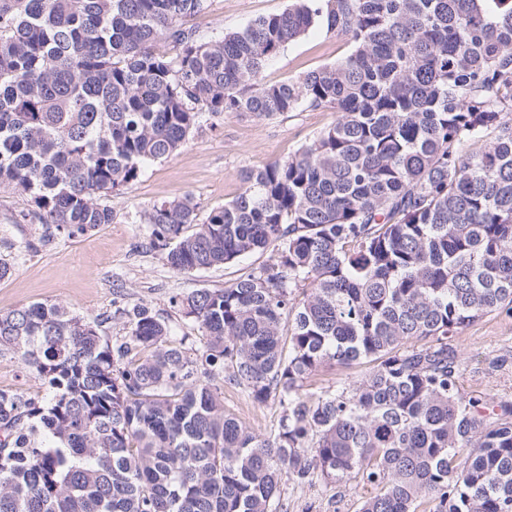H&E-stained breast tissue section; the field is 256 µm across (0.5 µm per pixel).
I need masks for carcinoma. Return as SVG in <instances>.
<instances>
[{"label":"carcinoma","instance_id":"carcinoma-1","mask_svg":"<svg viewBox=\"0 0 512 512\" xmlns=\"http://www.w3.org/2000/svg\"><path fill=\"white\" fill-rule=\"evenodd\" d=\"M210 6L0 0V186L59 232L112 223L104 199L206 117L338 114L206 217L146 214L180 273L272 249L176 301L200 343L146 306L116 340L62 302L0 312V355L50 386L0 389V512H277L284 478L354 474L360 512H512V408L464 396L448 347L512 308V0H293L201 42L183 20ZM313 27L350 53L264 82ZM226 384L277 396V430L225 414ZM370 367L371 365L365 361L355 362L347 367L341 365L324 367L304 381L302 391L320 396L328 389H334L338 384L359 381Z\"/></svg>","mask_w":512,"mask_h":512}]
</instances>
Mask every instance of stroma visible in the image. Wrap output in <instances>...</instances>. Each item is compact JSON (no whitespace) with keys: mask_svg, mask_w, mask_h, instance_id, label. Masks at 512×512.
<instances>
[{"mask_svg":"<svg viewBox=\"0 0 512 512\" xmlns=\"http://www.w3.org/2000/svg\"><path fill=\"white\" fill-rule=\"evenodd\" d=\"M289 0H212L209 12L191 19L199 40L207 41L249 22L284 11ZM350 51L347 42L315 28L289 44L265 69V81L294 79L331 64ZM336 120L335 112L296 111L269 118L228 113L202 127L174 156L148 164L139 179L111 199L112 221L70 236L28 219V195L0 188V262L12 273L0 279V311L35 303L63 302L81 315L99 319L101 335L122 336L130 329L128 313L139 305L172 325L181 336L196 335L173 300L194 291L221 288L266 262L256 253L222 267L183 274L163 252L150 245L151 226L144 214L153 204L192 197L200 215L231 201L241 176L288 158ZM459 371L458 386L494 407L512 405V313L496 311L475 321L448 341ZM366 362L322 368L303 383L315 396L342 383L359 381ZM226 413L266 437L281 416L277 397L253 403L245 393L224 390ZM370 492L361 478L298 484L283 480L278 512H360Z\"/></svg>","mask_w":512,"mask_h":512,"instance_id":"obj_1","label":"stroma"}]
</instances>
